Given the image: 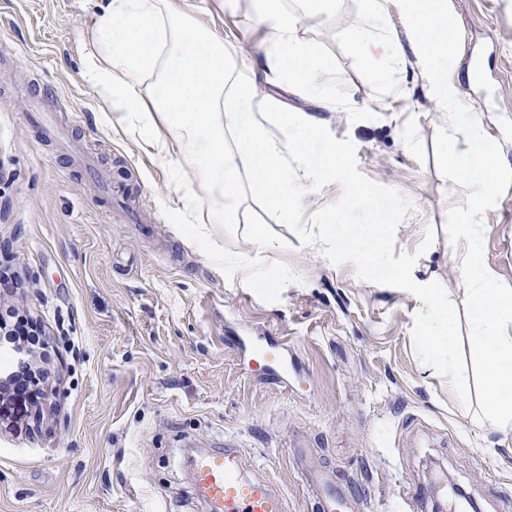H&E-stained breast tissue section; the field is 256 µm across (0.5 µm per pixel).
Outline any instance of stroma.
Masks as SVG:
<instances>
[{"label": "stroma", "mask_w": 512, "mask_h": 512, "mask_svg": "<svg viewBox=\"0 0 512 512\" xmlns=\"http://www.w3.org/2000/svg\"><path fill=\"white\" fill-rule=\"evenodd\" d=\"M458 23L442 72L461 120L406 66L379 82L351 47L360 0L302 15L301 39L328 59L342 112L279 91L263 70L268 28L253 0H167L244 60L259 97L276 96L356 147L358 169L416 210L395 253L436 240L412 277L436 281L468 336L467 298L450 259L461 188L439 162L482 120L500 159L482 223L483 262L512 287V0H447ZM106 0H0V309L37 321L51 374L0 395V512H207L195 450L236 449L242 473L270 479L288 512H310L305 474L329 471L354 512H457L435 494L449 476L483 512H512V437L481 427L419 358L420 300L333 264L268 215L238 179L239 220L216 223L208 187L162 112L110 109L81 71ZM478 59L480 72L469 61ZM42 109L65 135L23 112ZM96 162L76 165L73 150ZM287 239V249L261 241ZM255 261L245 280L242 258ZM282 344L283 377H260L259 348Z\"/></svg>", "instance_id": "obj_1"}]
</instances>
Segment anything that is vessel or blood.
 <instances>
[{
    "instance_id": "vessel-or-blood-1",
    "label": "vessel or blood",
    "mask_w": 512,
    "mask_h": 512,
    "mask_svg": "<svg viewBox=\"0 0 512 512\" xmlns=\"http://www.w3.org/2000/svg\"><path fill=\"white\" fill-rule=\"evenodd\" d=\"M194 480L208 512H287L284 498L268 479L242 475L241 461L232 450L203 457ZM310 490L317 512H347L349 498L336 490L326 474H311Z\"/></svg>"
}]
</instances>
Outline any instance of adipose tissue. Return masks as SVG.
Here are the masks:
<instances>
[{
	"label": "adipose tissue",
	"mask_w": 512,
	"mask_h": 512,
	"mask_svg": "<svg viewBox=\"0 0 512 512\" xmlns=\"http://www.w3.org/2000/svg\"><path fill=\"white\" fill-rule=\"evenodd\" d=\"M161 2L108 0L96 16L82 76L113 108L166 113L199 182L211 190L216 221L238 212L241 163L253 173V192L284 212L295 207L300 188L312 178H346L341 145L324 139L316 122L299 123L297 112L274 98L258 99L223 43L185 26L181 16L162 14ZM255 3L269 25L264 62L270 83L302 90L312 79L330 74L327 60L299 38L300 16L288 10L285 0ZM385 3L362 0L364 20L348 34L352 47L373 58L382 78L412 65L427 80L430 98L456 112V92L441 76L456 49L457 27L448 17L446 0H402L400 37L382 24ZM297 124L303 127L301 135L279 138V131ZM440 160L456 183L472 188L465 199L461 246L452 260L470 302V349L484 368L480 421L507 435L512 433V288L500 287L481 262L474 238L484 204L498 190L499 158L488 146L483 123L474 119L463 140Z\"/></svg>",
	"instance_id": "obj_1"
}]
</instances>
